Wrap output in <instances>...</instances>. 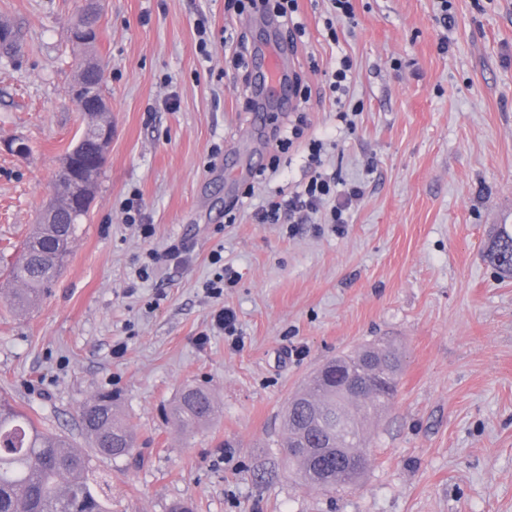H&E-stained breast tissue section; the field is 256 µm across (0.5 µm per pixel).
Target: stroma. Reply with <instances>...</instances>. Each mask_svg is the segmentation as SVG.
<instances>
[{
    "mask_svg": "<svg viewBox=\"0 0 512 512\" xmlns=\"http://www.w3.org/2000/svg\"><path fill=\"white\" fill-rule=\"evenodd\" d=\"M84 4L0 0L22 43L18 58H0V289L85 126L68 35ZM224 4L101 0L112 141L41 302L21 315L0 292V392L82 449L80 406L117 398L141 456L93 460L112 512H169L186 499L195 512H512V277L486 257L512 232V0H452L449 28L436 0H353L355 22L338 25L335 42L328 0H299L307 34L288 78L310 93L304 120L326 141L327 172L363 194L346 224L293 234L253 213L307 181V145L278 151L288 109L256 121V68L234 69L224 50L232 37L252 60L289 34ZM343 54L362 107L352 131L322 76ZM16 138L29 153L10 151ZM134 192L155 226L147 241L123 221ZM177 239L192 256L137 281L145 251ZM215 250L239 275L218 299L203 288ZM224 307L242 348L218 334L198 342ZM380 339L400 355V380L367 432L364 473L345 491L302 485L284 455L289 399L329 359ZM187 385L220 411L194 433L167 416Z\"/></svg>",
    "mask_w": 512,
    "mask_h": 512,
    "instance_id": "stroma-1",
    "label": "stroma"
}]
</instances>
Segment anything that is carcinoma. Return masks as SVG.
<instances>
[{
  "label": "carcinoma",
  "instance_id": "cac0c4a2",
  "mask_svg": "<svg viewBox=\"0 0 512 512\" xmlns=\"http://www.w3.org/2000/svg\"><path fill=\"white\" fill-rule=\"evenodd\" d=\"M17 33L6 22L0 23V57L18 54ZM95 146L85 136L69 148L62 159L55 180V196L68 188L67 170L82 166ZM81 193L73 212L57 224H38L22 245L20 259L8 272L13 285L8 301L17 310L33 307L45 288L54 281L72 252L78 224L87 217L98 187L100 168ZM489 262L505 275H512V233L501 231L492 242ZM368 349L381 353L382 362L365 353L344 355L331 360L352 365H366L373 372L387 376L383 389L373 383L362 387L364 400L346 397L336 389V375L322 381L324 392L314 404L295 394L288 402L291 436L286 441L288 463L304 484L327 492L350 489L357 485L363 470L340 468L336 448L367 456V440L360 420L378 414L397 393L400 373L398 355L386 346L373 344ZM170 417L182 428L193 429L216 416L210 393L188 385L175 397ZM82 432L91 440L93 454L75 448L61 434L36 426L32 417L0 395V512H111L102 489L88 478L92 457L116 460L137 457V437L124 422L119 406L109 394H99L79 410Z\"/></svg>",
  "mask_w": 512,
  "mask_h": 512
}]
</instances>
